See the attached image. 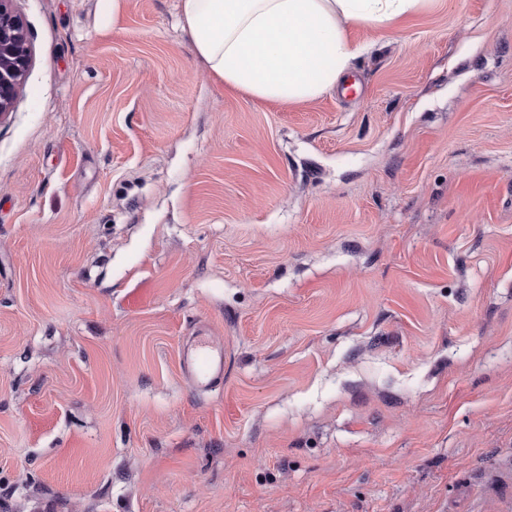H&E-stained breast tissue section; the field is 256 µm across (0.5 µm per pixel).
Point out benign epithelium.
Listing matches in <instances>:
<instances>
[{
    "instance_id": "obj_1",
    "label": "benign epithelium",
    "mask_w": 512,
    "mask_h": 512,
    "mask_svg": "<svg viewBox=\"0 0 512 512\" xmlns=\"http://www.w3.org/2000/svg\"><path fill=\"white\" fill-rule=\"evenodd\" d=\"M0 0V116L12 107L31 63V46L23 20Z\"/></svg>"
}]
</instances>
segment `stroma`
I'll return each instance as SVG.
<instances>
[{
	"instance_id": "35a3bbf8",
	"label": "stroma",
	"mask_w": 512,
	"mask_h": 512,
	"mask_svg": "<svg viewBox=\"0 0 512 512\" xmlns=\"http://www.w3.org/2000/svg\"><path fill=\"white\" fill-rule=\"evenodd\" d=\"M13 5L0 512H512V0L352 29L356 92L302 104L178 0ZM180 367L197 387H210L224 380V348L216 346L204 333L180 357Z\"/></svg>"
}]
</instances>
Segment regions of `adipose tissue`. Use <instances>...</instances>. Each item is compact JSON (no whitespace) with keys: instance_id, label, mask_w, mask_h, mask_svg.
I'll list each match as a JSON object with an SVG mask.
<instances>
[{"instance_id":"obj_1","label":"adipose tissue","mask_w":512,"mask_h":512,"mask_svg":"<svg viewBox=\"0 0 512 512\" xmlns=\"http://www.w3.org/2000/svg\"><path fill=\"white\" fill-rule=\"evenodd\" d=\"M431 0H179L194 53L226 88L258 103L299 104L335 89L369 43Z\"/></svg>"}]
</instances>
